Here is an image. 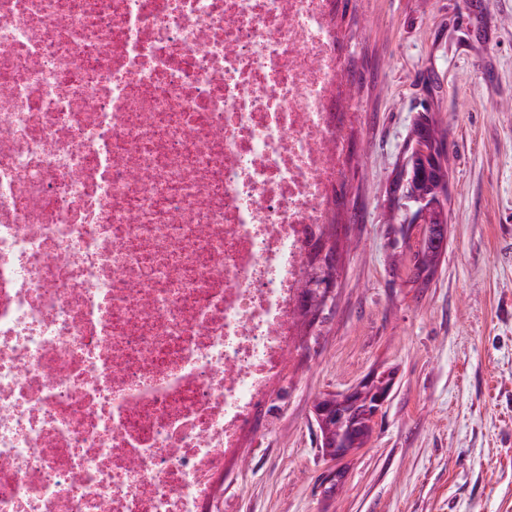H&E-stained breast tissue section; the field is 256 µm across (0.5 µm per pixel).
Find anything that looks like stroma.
<instances>
[{
  "mask_svg": "<svg viewBox=\"0 0 512 512\" xmlns=\"http://www.w3.org/2000/svg\"><path fill=\"white\" fill-rule=\"evenodd\" d=\"M335 20L352 91L332 216L364 249L344 254L331 310L226 463L221 512H512V0H336ZM424 117L454 163L423 286L393 266L419 233L385 216ZM383 371L364 447L325 457L315 397Z\"/></svg>",
  "mask_w": 512,
  "mask_h": 512,
  "instance_id": "obj_1",
  "label": "stroma"
}]
</instances>
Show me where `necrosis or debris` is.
I'll return each mask as SVG.
<instances>
[{"instance_id": "4bbe7bcc", "label": "necrosis or debris", "mask_w": 512, "mask_h": 512, "mask_svg": "<svg viewBox=\"0 0 512 512\" xmlns=\"http://www.w3.org/2000/svg\"><path fill=\"white\" fill-rule=\"evenodd\" d=\"M332 0H0V512H220L345 165Z\"/></svg>"}]
</instances>
